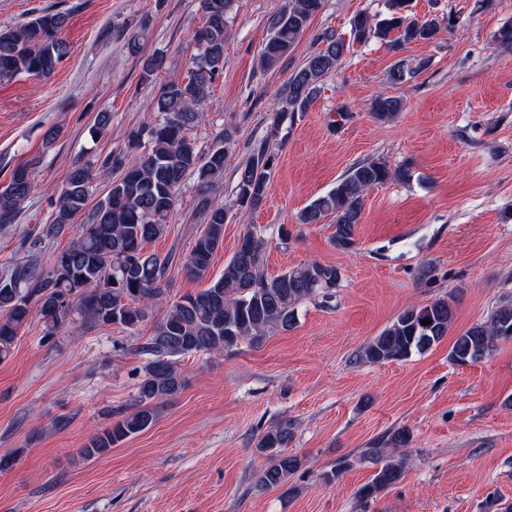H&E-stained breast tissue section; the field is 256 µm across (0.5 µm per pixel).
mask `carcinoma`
I'll return each mask as SVG.
<instances>
[{
    "instance_id": "cac0c4a2",
    "label": "carcinoma",
    "mask_w": 512,
    "mask_h": 512,
    "mask_svg": "<svg viewBox=\"0 0 512 512\" xmlns=\"http://www.w3.org/2000/svg\"><path fill=\"white\" fill-rule=\"evenodd\" d=\"M236 0H203V25L197 34L198 52L189 59L187 76L161 87L154 111L161 114L151 127L128 132V148L148 141L143 154L131 158L119 151L104 162L120 171L106 195L88 207L95 179V166L74 165L61 191L57 211L47 229L58 233L75 218L86 216L83 233L71 246L55 255L48 268L17 264L0 276V358L6 357L20 330L33 315L43 323L44 336H53L65 323L85 328L117 325L133 330L148 318V311L163 300L172 257L145 251L150 241L167 233L178 191L187 177L196 176L197 208L204 227L190 252L183 257L185 272L199 280L208 277L216 250L223 244L224 224L230 217L224 204L211 196L224 176L232 132L215 133L211 148L202 152L188 131L207 121L206 101L213 80L224 70V40ZM383 19L357 13L350 23V38L326 32L324 47L308 55L288 80L285 108L276 113L270 133L254 142L249 158L237 170L236 204L255 210L266 195L276 160L271 141L286 121L307 110L320 89L322 78L336 70L354 43L372 39L397 51L403 46L431 41L441 29L454 27L453 17L431 16L418 21L411 16V0H384ZM324 0H288V7L270 21V36L260 55L266 68L277 66L290 55L309 28ZM67 22L62 13L35 15L13 29L0 30V78L20 74L50 77L67 45L59 33ZM142 54V80L148 81L165 66L161 55ZM403 60L390 70V79L404 82L415 69ZM401 109L397 97L379 95L371 103L375 119L389 122ZM406 166L391 168L382 160L352 166L325 194L314 199L300 214L302 224H321L331 219L330 240L347 251L356 244L364 198L391 179L408 180ZM35 190L32 170L22 164L0 186V224H13ZM266 239L256 231L244 232L220 277L196 294L174 301L167 313L153 323L151 335L138 347L147 358L137 384L136 410L89 439L81 449L87 460L99 458L127 438L152 427L157 404L176 396L185 379L178 362L186 355L232 352L244 343L260 344L274 331L295 325L296 308L306 300L334 295L341 274L337 267L318 262L271 276L264 266ZM455 309L446 297L426 305H413L402 312L359 351L362 363L402 362L439 343L450 332ZM428 319L430 324L422 321ZM512 339V301L499 304L490 316L456 334L449 356L457 363L478 362L495 343ZM294 437L290 423H281L263 433L255 445L267 463L255 475L260 489L285 486L300 468L301 459L286 448ZM410 432L401 428L389 434L383 445L369 448L364 456L377 464L372 480L361 486L357 497L368 500L396 484L404 473L406 459L386 448H404Z\"/></svg>"
}]
</instances>
